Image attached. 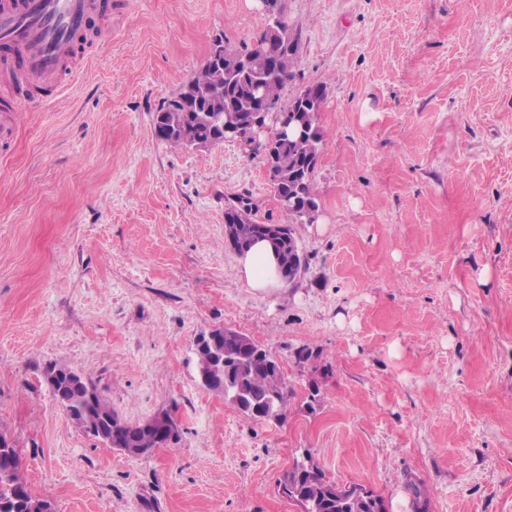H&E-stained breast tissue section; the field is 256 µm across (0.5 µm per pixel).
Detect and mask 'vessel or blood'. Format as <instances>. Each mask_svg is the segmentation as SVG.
<instances>
[{
    "label": "vessel or blood",
    "mask_w": 512,
    "mask_h": 512,
    "mask_svg": "<svg viewBox=\"0 0 512 512\" xmlns=\"http://www.w3.org/2000/svg\"><path fill=\"white\" fill-rule=\"evenodd\" d=\"M98 8V0H0V40L24 57L7 75L29 91L25 103L38 106L41 90L62 86L63 66L89 40L87 19Z\"/></svg>",
    "instance_id": "vessel-or-blood-1"
}]
</instances>
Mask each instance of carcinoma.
<instances>
[{
  "instance_id": "cac0c4a2",
  "label": "carcinoma",
  "mask_w": 512,
  "mask_h": 512,
  "mask_svg": "<svg viewBox=\"0 0 512 512\" xmlns=\"http://www.w3.org/2000/svg\"><path fill=\"white\" fill-rule=\"evenodd\" d=\"M264 3L269 8L266 26L251 47L235 51V57L248 61V69H235L227 60L220 65L206 61L183 90L154 113V130L159 139L175 147H190L197 141L207 147L215 146L229 139V135L218 129L212 117L236 114L244 120L260 100L280 101V91L294 77L299 36L288 24L285 0H264ZM324 104L322 86L306 87L284 107L281 119L286 132H280L277 124L270 135L277 142L273 152L276 176L271 184L274 198L279 202L296 200L290 205L283 230L285 238L281 241L280 258L284 267L291 263L299 269L306 268V257L300 247H295L293 253L288 251V240H296L294 225L309 223L308 207H319L315 171L323 141L318 113ZM261 228L253 207L234 224V235L251 240ZM249 348L251 343L242 335L231 332L221 336L216 349L196 351L198 375L213 378L212 389L222 391L224 367L217 363L215 351L246 358L232 372L233 389L247 403H272L274 417L281 419L291 389L281 375L279 363L271 356H266L262 364L247 361ZM67 399L69 408L82 413L84 422L96 428L95 437L101 440L114 436L118 449L129 455L140 456L143 449L162 444L156 433L130 423L111 433V427L122 419L90 383L84 381L81 387L69 390ZM25 487L19 453L0 434V512H52L46 500L33 495L20 497ZM356 488L355 484L341 486L329 480L313 463L309 452L288 468V492L309 503L310 512H385L381 497L357 494Z\"/></svg>"
}]
</instances>
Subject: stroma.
<instances>
[{"label":"stroma","mask_w":512,"mask_h":512,"mask_svg":"<svg viewBox=\"0 0 512 512\" xmlns=\"http://www.w3.org/2000/svg\"><path fill=\"white\" fill-rule=\"evenodd\" d=\"M108 2L62 88L0 113V433L29 491L52 512H298L277 481L308 451L387 512H512V0H285L280 102L320 84L326 104L307 267L269 292L224 236L241 194L285 220L261 158L153 125L215 39L252 43L259 0ZM224 327L278 361L285 418L200 384L194 339ZM51 364L177 440L107 447Z\"/></svg>","instance_id":"obj_1"}]
</instances>
